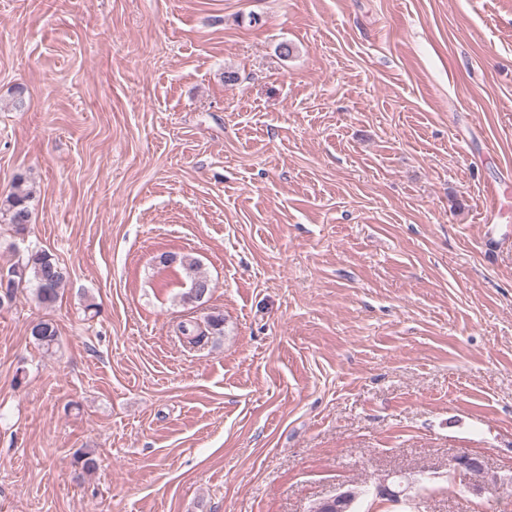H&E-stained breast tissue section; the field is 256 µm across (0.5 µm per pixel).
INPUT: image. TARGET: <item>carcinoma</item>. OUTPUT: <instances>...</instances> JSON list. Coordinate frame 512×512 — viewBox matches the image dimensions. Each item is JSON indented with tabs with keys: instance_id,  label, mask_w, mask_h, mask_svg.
Instances as JSON below:
<instances>
[{
	"instance_id": "obj_1",
	"label": "carcinoma",
	"mask_w": 512,
	"mask_h": 512,
	"mask_svg": "<svg viewBox=\"0 0 512 512\" xmlns=\"http://www.w3.org/2000/svg\"><path fill=\"white\" fill-rule=\"evenodd\" d=\"M37 193L36 186L29 179L19 174L15 177L12 192L0 201V224L11 225L17 233L25 232L27 224L31 223V201ZM179 262L186 277L190 281L191 288L184 293L182 300L185 303L199 302L203 299L194 285H202L212 288L211 280L201 270L199 261L188 255L180 258L165 254L161 256L164 264ZM12 291L30 284L33 287V296L37 303L45 308L54 306L64 288L69 272L65 266L57 261L51 254L44 250H35L27 253L25 258L19 260L7 272ZM38 330H30L33 341L45 351L53 350L59 344V330L50 319L37 320ZM224 330V319L212 318L206 322V326L179 325V332L185 336L187 343L198 346L204 343L211 335L221 334Z\"/></svg>"
}]
</instances>
